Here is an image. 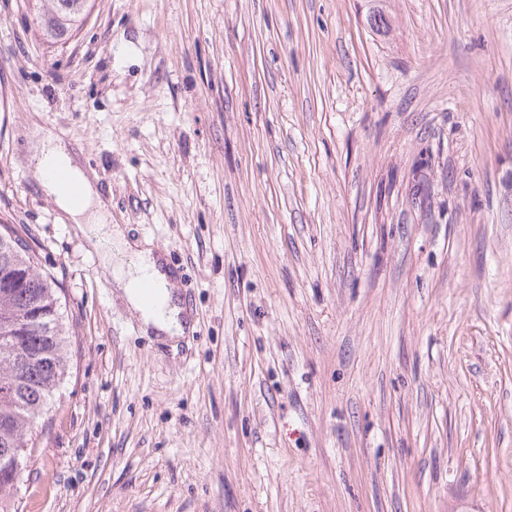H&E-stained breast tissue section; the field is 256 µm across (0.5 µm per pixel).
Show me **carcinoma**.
I'll return each instance as SVG.
<instances>
[{"label":"carcinoma","instance_id":"carcinoma-1","mask_svg":"<svg viewBox=\"0 0 512 512\" xmlns=\"http://www.w3.org/2000/svg\"><path fill=\"white\" fill-rule=\"evenodd\" d=\"M40 37L48 44L69 40L82 29L88 0H28ZM55 282L38 270L35 250L0 225V460L27 457L22 439L47 414L49 401L68 366L69 349L58 313ZM40 309L44 322L33 324L21 341L24 355L11 339L13 327L29 323ZM18 484L0 477V512H11Z\"/></svg>","mask_w":512,"mask_h":512}]
</instances>
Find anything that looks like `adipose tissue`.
Here are the masks:
<instances>
[{
  "mask_svg": "<svg viewBox=\"0 0 512 512\" xmlns=\"http://www.w3.org/2000/svg\"><path fill=\"white\" fill-rule=\"evenodd\" d=\"M31 141L37 184L53 198L64 220L77 225L106 221L108 204L72 149L39 127L33 129ZM59 170L66 172L67 181L56 178ZM109 233L117 252L130 257L129 264L111 270L117 295L149 331L169 339L183 336L188 327L186 312L166 261L147 243L127 239L121 226L110 227Z\"/></svg>",
  "mask_w": 512,
  "mask_h": 512,
  "instance_id": "obj_1",
  "label": "adipose tissue"
}]
</instances>
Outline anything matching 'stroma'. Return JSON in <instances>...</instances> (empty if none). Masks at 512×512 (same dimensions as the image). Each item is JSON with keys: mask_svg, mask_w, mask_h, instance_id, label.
<instances>
[{"mask_svg": "<svg viewBox=\"0 0 512 512\" xmlns=\"http://www.w3.org/2000/svg\"><path fill=\"white\" fill-rule=\"evenodd\" d=\"M35 124L191 334L114 297ZM0 224L71 342L20 512H512V0H95L59 48L0 0ZM35 175L39 188L53 198L62 213L61 220L73 221L80 231L88 221L105 222L111 218L108 203L101 198L95 184L86 176L77 155L61 139L46 134L40 127L31 133ZM62 170L68 175V182L60 181L54 175ZM71 185L81 190V200L76 202ZM114 225L111 224L109 233L116 251L131 257L129 264L116 265L111 270L115 293L138 313L148 331L169 339L183 336L189 323L167 262L148 246V242L129 240L123 228ZM146 282L150 283L155 296L151 305L147 304L143 291Z\"/></svg>", "mask_w": 512, "mask_h": 512, "instance_id": "1", "label": "stroma"}]
</instances>
